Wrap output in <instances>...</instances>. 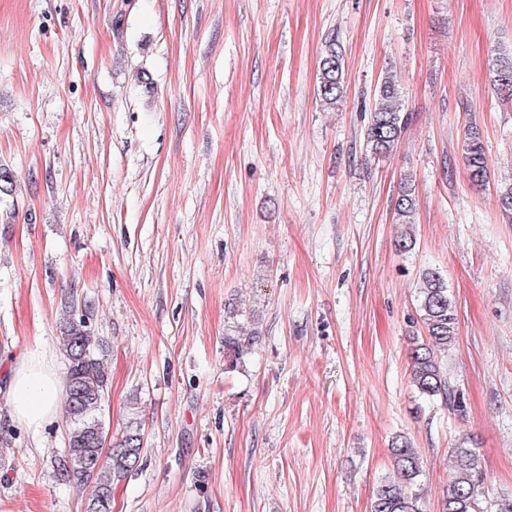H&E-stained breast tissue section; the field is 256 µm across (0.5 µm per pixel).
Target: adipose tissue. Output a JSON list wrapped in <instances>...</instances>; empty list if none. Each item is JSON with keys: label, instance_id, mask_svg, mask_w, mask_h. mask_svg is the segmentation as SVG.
<instances>
[{"label": "adipose tissue", "instance_id": "adipose-tissue-1", "mask_svg": "<svg viewBox=\"0 0 512 512\" xmlns=\"http://www.w3.org/2000/svg\"><path fill=\"white\" fill-rule=\"evenodd\" d=\"M61 389L54 362L42 353H28L13 373L10 385L12 417L31 432H39L57 413Z\"/></svg>", "mask_w": 512, "mask_h": 512}]
</instances>
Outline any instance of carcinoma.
I'll use <instances>...</instances> for the list:
<instances>
[{
	"instance_id": "cac0c4a2",
	"label": "carcinoma",
	"mask_w": 512,
	"mask_h": 512,
	"mask_svg": "<svg viewBox=\"0 0 512 512\" xmlns=\"http://www.w3.org/2000/svg\"><path fill=\"white\" fill-rule=\"evenodd\" d=\"M493 82L512 101V55L501 54L493 60ZM345 93V62L336 39L325 42L317 81V99L321 106L336 109ZM409 121L399 84L385 74L375 91V102L362 131L365 154L373 159L389 155ZM464 160L469 181L482 187L489 182L485 148L478 128L465 130ZM415 181L410 174L402 178L394 204L396 223L403 230L397 236L399 251H412L417 243ZM416 330L410 336L409 383L418 396L430 403L440 402L463 408L448 378L443 358L456 343L457 315L448 282L436 268L419 273L416 288ZM77 316L68 311L60 327V346L67 360L64 413L69 423L67 445L51 456L52 477L62 486L91 487L84 512H112L113 484L139 466L143 449L140 423L132 418L121 438L103 449L96 440V426L102 421V406L108 394L107 351L94 336L87 318L89 306L83 305ZM255 331L240 330L224 336V348L232 357L229 367L237 365L244 349L242 336ZM392 474L378 484L370 512H424L422 477L425 465L412 440L397 435L391 443ZM490 487L476 449L461 440L448 449V485L443 494L442 512H512V493H501L487 500Z\"/></svg>"
}]
</instances>
